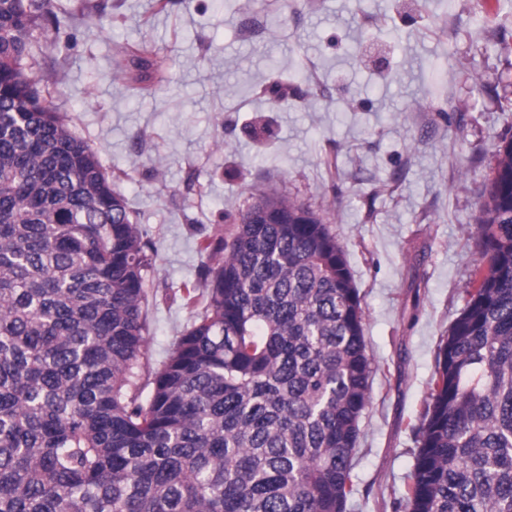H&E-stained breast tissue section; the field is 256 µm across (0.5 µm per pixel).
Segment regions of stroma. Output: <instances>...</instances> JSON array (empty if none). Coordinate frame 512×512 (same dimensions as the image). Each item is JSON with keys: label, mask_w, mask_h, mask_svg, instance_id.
I'll list each match as a JSON object with an SVG mask.
<instances>
[{"label": "stroma", "mask_w": 512, "mask_h": 512, "mask_svg": "<svg viewBox=\"0 0 512 512\" xmlns=\"http://www.w3.org/2000/svg\"><path fill=\"white\" fill-rule=\"evenodd\" d=\"M36 31L45 98L99 153L155 249L146 369L180 300L261 188L311 205L343 244L372 362L347 512H407L442 336L464 305L473 216L512 136V0H53ZM162 82L117 77L123 48ZM288 84L275 101L274 81ZM124 52L128 53L135 60V66L140 71L137 82H150L155 79L159 73L161 65L156 59L149 56L145 50L124 48Z\"/></svg>", "instance_id": "stroma-1"}]
</instances>
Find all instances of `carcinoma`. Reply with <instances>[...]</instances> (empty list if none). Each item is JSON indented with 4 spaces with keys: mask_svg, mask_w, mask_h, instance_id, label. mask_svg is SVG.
Wrapping results in <instances>:
<instances>
[{
    "mask_svg": "<svg viewBox=\"0 0 512 512\" xmlns=\"http://www.w3.org/2000/svg\"><path fill=\"white\" fill-rule=\"evenodd\" d=\"M51 3L0 0V512H346L372 369L343 245L310 206L256 193L202 246L193 320L141 381L153 249L37 88ZM494 157L412 425L408 512H512V137Z\"/></svg>",
    "mask_w": 512,
    "mask_h": 512,
    "instance_id": "cac0c4a2",
    "label": "carcinoma"
}]
</instances>
